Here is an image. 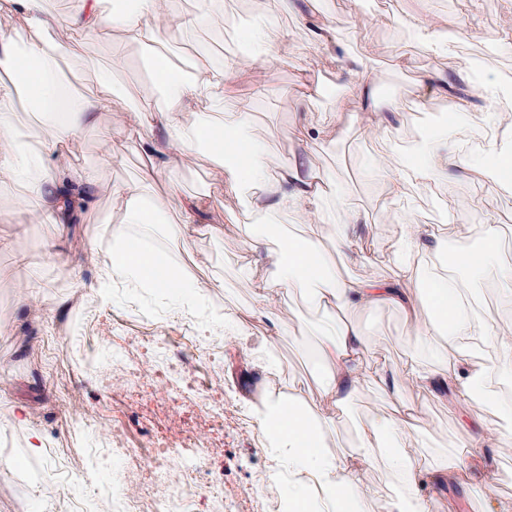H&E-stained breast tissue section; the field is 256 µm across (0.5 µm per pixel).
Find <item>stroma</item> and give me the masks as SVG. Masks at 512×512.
Wrapping results in <instances>:
<instances>
[{
	"label": "stroma",
	"instance_id": "obj_1",
	"mask_svg": "<svg viewBox=\"0 0 512 512\" xmlns=\"http://www.w3.org/2000/svg\"><path fill=\"white\" fill-rule=\"evenodd\" d=\"M193 41L179 29L161 28L155 49L127 42L120 32L103 39L93 33L70 38L71 49L59 65L67 92L92 96L93 78L81 65L93 56L109 64L121 56L125 80L113 98L111 111L100 113L98 128L77 136L75 152L51 156L50 165H70L94 171L101 183H138L143 160L125 137L135 112H151L163 103L162 91L152 70V55L160 50L171 63L184 60L189 44L206 48L209 63L224 66L238 57L236 30L255 16L276 17L292 40L280 45L278 60L260 77L229 75L226 92L234 112L253 113V136L288 165L307 158L344 189L352 206L372 217L360 252L373 270L391 275L389 250L401 231L402 219L433 224L444 232V242L456 252L486 249L484 224L494 211L498 224H512V186L492 189L493 175L485 168L429 188H412L402 206L383 208V189L367 173L368 163L382 153L407 160L422 149L423 131L437 114L448 113V103L423 95L420 75L429 68L453 73L472 68L480 57L498 70L504 83L512 84V36L504 23H512V0H311L304 17L277 16L276 0H223ZM435 17L439 26L459 40L448 56H428L412 34L422 15ZM331 24L340 40L374 61L375 97L379 104L397 105L403 114L383 132L363 137L354 119L355 108L347 95L338 65L324 62L308 29L309 20ZM313 85L328 82L336 87L333 98L314 94L300 99L298 80ZM306 124L311 139L294 133ZM112 134V161L101 160L99 129ZM223 179L219 160L201 156L182 165L174 163L167 178L154 190L167 202V219H181L182 199L211 193V208L203 226L188 246L160 239L169 261L206 286L204 308L193 310L174 303L152 288L124 285L100 290L104 276L100 261L89 258L77 244L81 234L121 220V206L105 193L91 198L78 212L76 223L64 225L61 234L71 246L61 258L45 259V226L22 222L0 224V512H94L100 491L120 498L125 482L142 479L140 459L115 454L93 463L98 447L95 432L77 427L65 411L59 392L74 389L89 410L104 419H116L125 429L129 447L145 448L152 431L174 436L204 417L213 392L224 395V451L202 456L189 486L195 512H289L288 480L274 474V463L254 416V407L266 398H288L300 390L305 398L319 395L321 367L313 357L314 331L324 315L310 308L300 292L279 287L284 307L282 320L263 315L256 290L246 281L248 266L268 263L266 246H245V233L254 218L246 199L216 192ZM468 199L470 206L449 222L448 197ZM475 298L490 328L511 323L512 303L502 300L492 273L472 274ZM35 283L39 299L29 306L19 301L15 285ZM237 324L240 333L225 335L213 317ZM366 340L364 358L391 371L388 386L365 382L349 402L328 447L336 454L351 448L357 432L387 395L414 402L416 425L426 446L424 459L450 451L468 460L472 448L461 447L457 431L461 421L484 420L512 444V413L472 398L449 402L434 396L416 397L397 374L409 361L422 360L415 331L393 307L361 311L352 316ZM141 336H162L166 348L158 363H182L196 392L166 408L142 373L125 391L107 392L99 383L102 371L116 368V346L134 344ZM41 446L32 449V435ZM224 480V501L216 503L210 492L211 476Z\"/></svg>",
	"mask_w": 512,
	"mask_h": 512
}]
</instances>
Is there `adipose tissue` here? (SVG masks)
Masks as SVG:
<instances>
[{
  "mask_svg": "<svg viewBox=\"0 0 512 512\" xmlns=\"http://www.w3.org/2000/svg\"><path fill=\"white\" fill-rule=\"evenodd\" d=\"M169 13V0H134L131 8L104 13L102 0H81L71 14H58L51 0H0V68L16 70L28 60L36 66L26 81L32 101L37 102L40 118L38 148L26 150L15 144L13 133L21 119L14 109L15 85L0 80V177L21 184L19 210L38 216L47 224H69L79 206L99 192L93 172L86 169L52 167L50 155L60 153L84 127L93 125L98 113L110 111L112 98L121 85L123 61L113 58L103 66L95 58L84 61L85 69L98 83V95L87 98L62 93L58 64L66 46L60 34L77 35L86 31L104 33L119 30L132 42L151 46ZM25 30L28 39L17 44V30ZM242 36L253 47L250 57L234 61V69H266L277 60L276 46L284 33L262 22L248 25ZM317 50L338 64L350 98L362 109L358 129L375 135L399 115L396 106L374 110V79L371 58L349 53L325 29L315 33ZM153 68L162 86L164 104L147 117H136L127 128L128 139L136 142L148 161L142 181L135 185H112L108 191L123 208L124 221L137 225L136 233L113 229L84 234V253L101 259L107 277L147 279L154 287L165 289L176 299L196 302L202 299L201 283L187 274L172 277L158 261L159 250L146 243L165 230L168 238L188 245L198 223L205 215L209 200L189 197L180 223L165 224V203L152 192L173 157L197 158L200 153L204 110L224 104V69L201 67L193 76L171 69L164 53L153 57ZM421 81L429 91L447 98L453 114L466 118L477 107L463 73L426 71ZM252 116L237 113L225 127L224 137L212 140L214 153H237L238 164H226L222 191L248 193L249 201L266 223L283 220L293 224L326 223L332 228L337 262L324 255L319 240L299 236L285 247L271 250L267 266L249 269L248 276L257 287V298L268 314H275L272 302L277 286L303 290L308 302L326 314L318 328L315 348L317 361L324 366L321 376L322 398L337 409H344L360 382L385 381L384 370L368 372L361 362L364 339L358 327L349 322V314L359 310L396 305L419 333L422 351L432 362H410L402 366V377L417 390L433 387L447 389L456 396L468 395L473 385L487 377L503 380V388L494 390L497 406L512 412V327L489 331L486 320L474 300L471 270L494 265V242L499 238L497 224H487L485 235L490 249L472 255L461 254L455 268L429 276L420 275L413 259L419 254L439 255L443 238L431 224H404L389 255L393 278L369 273L355 277L344 265L352 261L359 245L357 225L367 223L366 214L354 210L344 193H337L333 206L324 200L331 183L306 162L278 165L254 141L249 128ZM470 159L450 142L447 133L434 134L424 145L417 163L392 164L381 160L370 170L386 194V204L401 201L409 187H426L447 180L450 170L468 172ZM455 345L452 356H443L441 337ZM321 400L302 402L299 398L267 400L255 411L260 430L274 437L275 458L288 473V499L294 512H368L362 469L378 464L390 482L408 493L410 512H438L435 498L419 494L426 483L444 485L458 482L481 497L484 512H512L494 499L490 484L482 474L479 456L461 461L440 454L432 463H419L411 454L415 446L411 406L396 402L382 407L363 428L351 452L329 454L324 444L336 428L334 419L323 415Z\"/></svg>",
  "mask_w": 512,
  "mask_h": 512,
  "instance_id": "1",
  "label": "adipose tissue"
}]
</instances>
